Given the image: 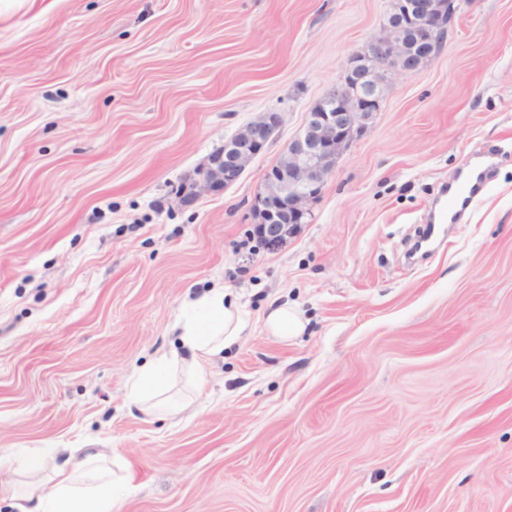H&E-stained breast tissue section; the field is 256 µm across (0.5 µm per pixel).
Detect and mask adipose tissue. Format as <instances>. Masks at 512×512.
<instances>
[{"label":"adipose tissue","mask_w":512,"mask_h":512,"mask_svg":"<svg viewBox=\"0 0 512 512\" xmlns=\"http://www.w3.org/2000/svg\"><path fill=\"white\" fill-rule=\"evenodd\" d=\"M251 329L242 306L228 301L224 289L213 288L191 303L180 326L183 353L161 354L136 375L128 397L132 405L154 413L177 416L191 402L169 398L181 376L199 378L204 361L219 356ZM102 454L88 448L82 463L72 470L47 467L43 456L24 462V489L12 491L17 512H114L115 492L127 485V476L103 465Z\"/></svg>","instance_id":"obj_1"}]
</instances>
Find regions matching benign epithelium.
<instances>
[{
  "label": "benign epithelium",
  "instance_id": "benign-epithelium-1",
  "mask_svg": "<svg viewBox=\"0 0 512 512\" xmlns=\"http://www.w3.org/2000/svg\"><path fill=\"white\" fill-rule=\"evenodd\" d=\"M456 11L453 0H397L385 33L369 39L348 57L336 89L310 109L304 126L288 141L277 164L261 174L251 203L254 226H277L280 244L298 232L344 151L362 135L379 109L376 88L368 82L369 72L391 79L418 71L420 65L406 53L407 45L431 57ZM281 125L282 113L275 110L262 112L244 125L182 184L181 202L192 203L205 193L223 191L236 183Z\"/></svg>",
  "mask_w": 512,
  "mask_h": 512
}]
</instances>
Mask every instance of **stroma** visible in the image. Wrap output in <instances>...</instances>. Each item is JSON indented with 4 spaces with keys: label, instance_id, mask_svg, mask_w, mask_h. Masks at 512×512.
I'll list each match as a JSON object with an SVG mask.
<instances>
[{
    "label": "stroma",
    "instance_id": "stroma-1",
    "mask_svg": "<svg viewBox=\"0 0 512 512\" xmlns=\"http://www.w3.org/2000/svg\"><path fill=\"white\" fill-rule=\"evenodd\" d=\"M394 0H0V456L130 474L118 512H512V0H457L441 49L385 85L287 243L251 201ZM283 125L237 183L183 180L258 113ZM485 192L410 256L443 185ZM223 288L239 343L131 406ZM303 332L270 336L272 304ZM490 168L491 165H487L478 173V170L471 166L466 169L464 176H476L475 179L473 180L471 177L461 179L454 187L448 190V195L451 194L456 201V209L451 215V220L455 219L484 190L487 181V171Z\"/></svg>",
    "mask_w": 512,
    "mask_h": 512
}]
</instances>
